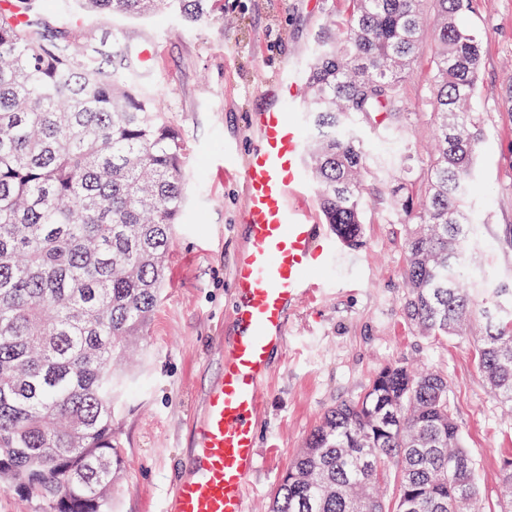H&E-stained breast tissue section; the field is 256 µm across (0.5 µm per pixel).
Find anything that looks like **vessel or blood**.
I'll return each instance as SVG.
<instances>
[{"mask_svg": "<svg viewBox=\"0 0 512 512\" xmlns=\"http://www.w3.org/2000/svg\"><path fill=\"white\" fill-rule=\"evenodd\" d=\"M300 92L297 80L279 77L253 118L257 137L237 169L248 243L233 261L236 333L221 345L223 365L192 422L186 467L165 512H249L271 357L287 348V311L315 292L312 274L333 248L307 196L303 127L286 108Z\"/></svg>", "mask_w": 512, "mask_h": 512, "instance_id": "vessel-or-blood-1", "label": "vessel or blood"}]
</instances>
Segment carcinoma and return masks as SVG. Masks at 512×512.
Segmentation results:
<instances>
[{"mask_svg": "<svg viewBox=\"0 0 512 512\" xmlns=\"http://www.w3.org/2000/svg\"><path fill=\"white\" fill-rule=\"evenodd\" d=\"M476 0H349L326 18L302 79L305 164L325 222L363 241L370 154L355 126L408 128L401 89L432 58L433 152L418 180L386 179L408 226L404 312L424 336H460L483 322L475 358L512 409V290L471 278L475 224L467 200L485 117L473 108L482 35L461 18ZM0 9V488L41 512H112L124 460L112 434L131 389L118 368L160 302L165 258L187 196V148L164 120L139 54L114 63L108 39L69 27L45 38L38 0ZM63 15L188 26L224 14V0H62ZM26 22L18 24L15 16ZM512 512V465L500 478ZM270 512H486L448 378L383 367L363 396L328 410L282 475Z\"/></svg>", "mask_w": 512, "mask_h": 512, "instance_id": "carcinoma-1", "label": "carcinoma"}]
</instances>
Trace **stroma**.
Masks as SVG:
<instances>
[{
    "label": "stroma",
    "instance_id": "stroma-1",
    "mask_svg": "<svg viewBox=\"0 0 512 512\" xmlns=\"http://www.w3.org/2000/svg\"><path fill=\"white\" fill-rule=\"evenodd\" d=\"M346 0H224V16L194 28L160 12L146 21L100 15L86 29H118L115 54L155 39L158 60L150 88L188 145V221L166 258L164 297L140 337L135 388L114 411L124 447V476L115 512H163L189 446V425L220 368V337L230 335V268L246 242L237 216L244 197L224 151L254 140L251 110L258 85L288 67L302 70L327 15L346 17ZM466 24L483 34V69L475 106L486 118L477 151L478 187L471 195L477 236L471 261L488 288H512V116L502 96L512 85V0H476ZM429 66L403 85L413 109L409 137L416 160L427 157L433 131L426 120ZM377 167L365 181L368 219L362 245L337 246L317 274L312 299L288 314V350L275 358L259 413L263 464L253 476L249 512H269L290 461L323 413L357 398L375 373L396 362L446 375L450 399L471 453L488 512H499V479L512 462V416L478 371L472 337L430 338L409 324L405 225L384 194V172L401 149L399 135L361 126Z\"/></svg>",
    "mask_w": 512,
    "mask_h": 512
}]
</instances>
